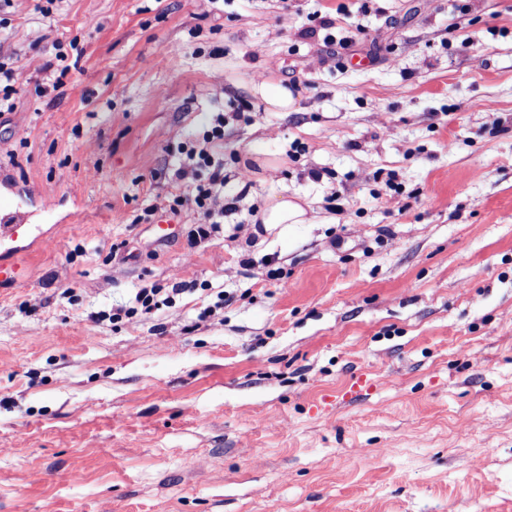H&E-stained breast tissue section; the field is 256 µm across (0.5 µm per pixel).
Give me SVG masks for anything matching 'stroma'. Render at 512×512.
Wrapping results in <instances>:
<instances>
[{"label": "stroma", "mask_w": 512, "mask_h": 512, "mask_svg": "<svg viewBox=\"0 0 512 512\" xmlns=\"http://www.w3.org/2000/svg\"><path fill=\"white\" fill-rule=\"evenodd\" d=\"M34 6L0 0V162L49 237L0 285V512H512V0ZM341 6L350 46L301 37ZM235 108L195 245L169 146ZM274 195L311 223H255ZM143 285L172 305L112 320ZM14 67H8L7 63L0 62V116L5 112L15 111L17 107V89L14 87ZM2 83L5 85L2 88ZM257 91L274 112H288L295 104L292 91L280 84H264Z\"/></svg>", "instance_id": "stroma-1"}]
</instances>
